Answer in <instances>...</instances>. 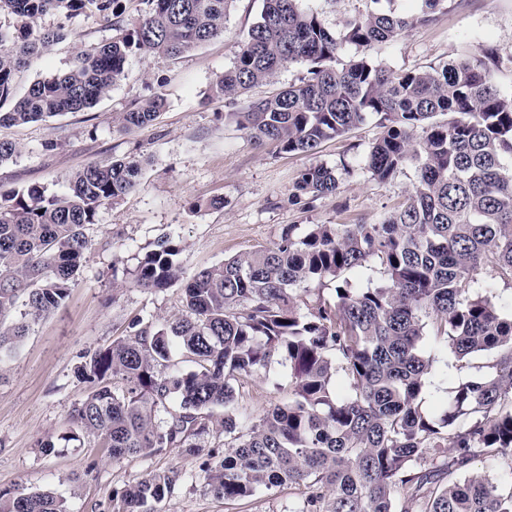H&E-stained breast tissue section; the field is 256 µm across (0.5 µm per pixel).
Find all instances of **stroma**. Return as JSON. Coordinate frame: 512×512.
<instances>
[{"label": "stroma", "instance_id": "stroma-1", "mask_svg": "<svg viewBox=\"0 0 512 512\" xmlns=\"http://www.w3.org/2000/svg\"><path fill=\"white\" fill-rule=\"evenodd\" d=\"M261 8L262 0H234L223 35L178 58L131 57L126 78L89 109L0 127V140L20 147L16 158L0 164L4 192L39 186L60 193L67 178L88 164L133 155L148 159L136 188L102 206L90 225L91 245L65 302L33 324L16 354L0 364V489L51 490L65 499L69 512H112L115 491L174 470L180 480L173 493L155 503V512H293L296 507L300 495L288 487L236 501L215 498L200 476V458L179 448L115 461L91 436L51 455L35 446L39 438L66 431L86 397V385L74 374L81 354L124 336L132 319L159 326L182 314L180 287L143 290L130 284L132 271L158 240L179 242L188 279L238 253L272 245L291 224L304 231L312 224L378 222L414 182L410 167L386 183L357 170L344 177L335 195L307 208L291 203L300 169L355 163L381 129L377 116L370 115L326 141L318 153L288 154L275 143H255L226 120L236 106L213 96L211 85L233 64L241 35ZM61 24L66 38L17 73V92L65 73L79 49L108 42L113 34L92 13L67 23L56 14L40 21L44 28ZM477 45L512 55V0H448L445 11L410 29L377 58L392 69L412 70L457 58L463 48ZM154 91L166 99L159 118L131 134H113L119 113ZM216 198L223 206H213ZM424 351L432 368L422 406L436 415L459 382L483 374L487 357L458 358L444 339L431 337ZM237 396L239 410L255 418L269 405L287 402V368L274 364L245 379Z\"/></svg>", "mask_w": 512, "mask_h": 512}]
</instances>
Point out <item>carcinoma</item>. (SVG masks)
<instances>
[{
  "label": "carcinoma",
  "instance_id": "1",
  "mask_svg": "<svg viewBox=\"0 0 512 512\" xmlns=\"http://www.w3.org/2000/svg\"><path fill=\"white\" fill-rule=\"evenodd\" d=\"M128 2L0 0V11L22 21L12 34L0 32V126L91 107L126 77L130 57H175L224 34L234 0H140L147 8L134 17ZM367 2L336 34L301 0H263L233 66L211 91L235 101L285 66L305 65L299 83L230 116L256 142L314 154L376 115L381 134L362 169L386 183L414 167L405 200L376 224H315L303 236L290 225L274 245L196 273L182 288L185 314L161 329L137 320L132 334L83 356L76 377L87 396L68 431L37 441L42 453L85 433L114 460L182 448L204 456L200 470L214 497L301 488L296 512H512V487L470 472L478 456L506 458L512 471V311L480 292L493 284L478 279L488 270L512 283V97L495 84L503 58L481 46L437 67L388 69L374 53L432 20L447 0H417L414 15L397 12L393 0ZM89 11L112 24V39L79 51L65 74L17 94V73L66 36L65 26L40 29L38 20ZM346 44L362 54L343 63ZM165 105L153 93L119 114L117 132L148 126ZM145 163L135 156L91 163L61 194L37 186L0 194V316L23 307L20 318L0 322V363L68 296L90 246L86 227L136 186ZM350 173L346 165L305 167L292 201L308 206L334 195ZM180 253L178 243L158 242L131 285L177 284ZM370 259L383 269L381 285L357 288L341 278ZM327 278L336 281L334 295H319L300 312V293ZM426 336L445 337L460 359L488 356L485 373L460 384L438 417L420 406L432 366ZM177 352L195 369L172 363ZM274 361L288 366V403L255 421L237 416L232 382ZM339 373L346 395L331 390ZM217 406L227 410L224 449H205L196 438ZM160 411L167 417L159 421ZM178 480L173 470L159 472L114 492L117 512H153ZM0 512L68 508L50 490L17 487L0 489Z\"/></svg>",
  "mask_w": 512,
  "mask_h": 512
}]
</instances>
